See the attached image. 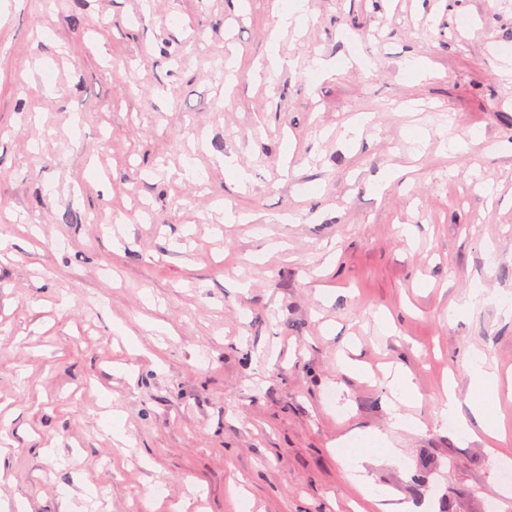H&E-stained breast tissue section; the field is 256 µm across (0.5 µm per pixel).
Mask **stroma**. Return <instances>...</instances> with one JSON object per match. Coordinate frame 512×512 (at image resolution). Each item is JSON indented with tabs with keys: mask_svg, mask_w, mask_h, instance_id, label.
I'll return each instance as SVG.
<instances>
[{
	"mask_svg": "<svg viewBox=\"0 0 512 512\" xmlns=\"http://www.w3.org/2000/svg\"><path fill=\"white\" fill-rule=\"evenodd\" d=\"M305 3L0 0V512H512V0ZM471 376L475 385L493 383L499 387V378L495 370L482 355H476L470 362ZM440 416L444 420H448V418L453 420L459 438L471 440L475 435L469 418L461 411L454 385L448 386V390L440 402ZM391 451V448H365L357 455L355 459H350L349 470L353 472V474L350 475V477L354 480L353 484L369 501L387 500L389 497H382L381 495L376 494L372 488V485L367 482L368 479L363 475H358V473L365 472V463L372 462L371 459L374 457L381 459L388 458L391 455Z\"/></svg>",
	"mask_w": 512,
	"mask_h": 512,
	"instance_id": "stroma-1",
	"label": "stroma"
}]
</instances>
